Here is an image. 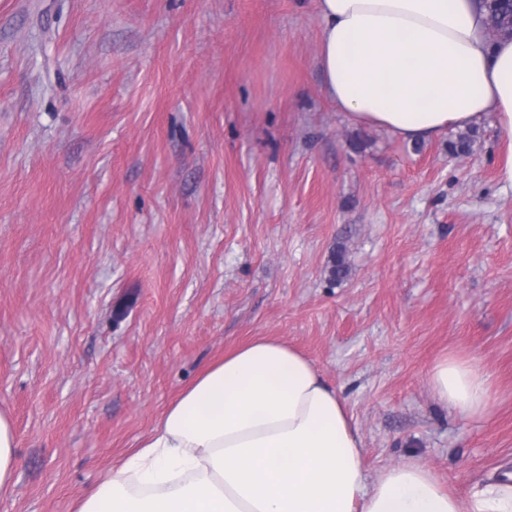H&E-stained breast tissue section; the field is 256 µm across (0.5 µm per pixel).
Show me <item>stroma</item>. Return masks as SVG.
Returning <instances> with one entry per match:
<instances>
[{
    "label": "stroma",
    "instance_id": "1",
    "mask_svg": "<svg viewBox=\"0 0 512 512\" xmlns=\"http://www.w3.org/2000/svg\"><path fill=\"white\" fill-rule=\"evenodd\" d=\"M315 0H0V512H75L257 337L345 399L368 472L512 463V187L493 116L408 142L324 94ZM350 268L327 267L337 243ZM472 359L465 419L428 373ZM433 397L466 418L483 416L489 408L487 379L472 360L445 356L428 373ZM16 458V439L7 414L0 412V491L13 480Z\"/></svg>",
    "mask_w": 512,
    "mask_h": 512
}]
</instances>
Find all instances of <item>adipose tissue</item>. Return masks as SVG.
I'll use <instances>...</instances> for the list:
<instances>
[{"instance_id":"obj_1","label":"adipose tissue","mask_w":512,"mask_h":512,"mask_svg":"<svg viewBox=\"0 0 512 512\" xmlns=\"http://www.w3.org/2000/svg\"><path fill=\"white\" fill-rule=\"evenodd\" d=\"M323 88L356 124L408 141L486 114L512 144V37L487 36L479 0H317ZM466 418L489 408L473 361L428 373ZM347 406L286 343L259 337L212 364L77 512H512V474L467 499L417 460L368 476Z\"/></svg>"}]
</instances>
